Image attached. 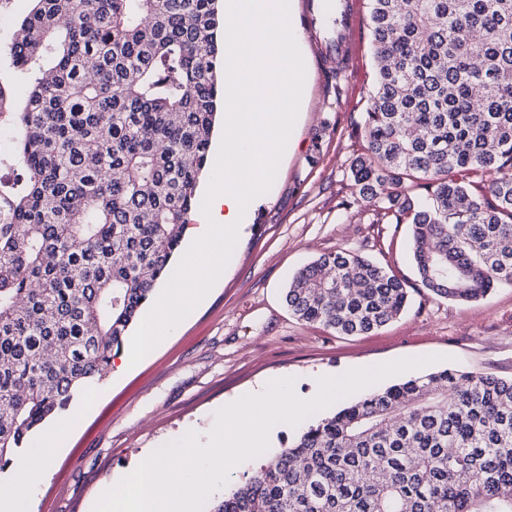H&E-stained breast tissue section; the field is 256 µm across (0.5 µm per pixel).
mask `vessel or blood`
Wrapping results in <instances>:
<instances>
[{"label": "vessel or blood", "mask_w": 512, "mask_h": 512, "mask_svg": "<svg viewBox=\"0 0 512 512\" xmlns=\"http://www.w3.org/2000/svg\"><path fill=\"white\" fill-rule=\"evenodd\" d=\"M305 19L310 27L331 25L332 37L318 39L323 64L335 65L338 72L349 69L354 57V39L359 27L358 0H306Z\"/></svg>", "instance_id": "b4317fda"}]
</instances>
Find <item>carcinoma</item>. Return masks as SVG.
<instances>
[{"mask_svg":"<svg viewBox=\"0 0 512 512\" xmlns=\"http://www.w3.org/2000/svg\"><path fill=\"white\" fill-rule=\"evenodd\" d=\"M0 83V473L106 376L190 223L224 81L219 0H33ZM374 83L352 189L409 224L421 286L512 285V0H370ZM408 301L352 251L304 266L291 313L372 333ZM210 512H512V378L442 370L307 425Z\"/></svg>","mask_w":512,"mask_h":512,"instance_id":"1","label":"carcinoma"}]
</instances>
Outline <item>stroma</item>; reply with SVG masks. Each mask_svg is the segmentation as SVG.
<instances>
[{
    "label": "stroma",
    "mask_w": 512,
    "mask_h": 512,
    "mask_svg": "<svg viewBox=\"0 0 512 512\" xmlns=\"http://www.w3.org/2000/svg\"><path fill=\"white\" fill-rule=\"evenodd\" d=\"M305 0H291L306 82L291 148L271 190L249 209L234 261L208 296L134 367L109 370L69 409L74 426L54 453L36 512H88L113 479L189 429L207 432L213 413L272 377H295L301 397L316 379L406 356H454V368L512 377V286L468 303L421 288L410 227L377 224L353 193L350 168L365 144L362 117L374 81L371 32L361 21L346 74L321 69ZM32 0H0V79L18 73L7 52ZM352 250L405 280L402 315L361 336L298 320L284 290L323 254Z\"/></svg>",
    "instance_id": "35a3bbf8"
}]
</instances>
